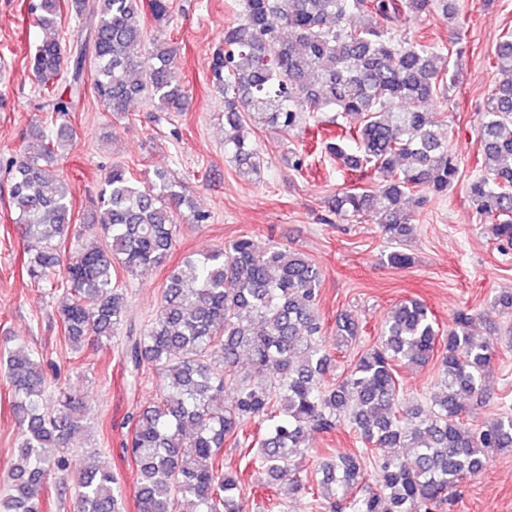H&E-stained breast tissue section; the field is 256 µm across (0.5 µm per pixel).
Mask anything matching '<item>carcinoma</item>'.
<instances>
[{"instance_id": "obj_1", "label": "carcinoma", "mask_w": 512, "mask_h": 512, "mask_svg": "<svg viewBox=\"0 0 512 512\" xmlns=\"http://www.w3.org/2000/svg\"><path fill=\"white\" fill-rule=\"evenodd\" d=\"M94 25L87 41L65 57L56 39H45L28 59L48 105L69 112L82 95V77L104 111L122 115L147 95L164 112L182 109L185 89L176 76L173 50L145 45V15L170 20L169 0H34L37 24L52 29L62 2ZM438 10L452 22L457 0H241L238 22L224 29L212 55V81L224 94V123L232 134L224 154L244 177L261 173L263 160L249 139L248 123L289 134L306 129L318 112L360 118L322 149L351 172L369 169L378 188L336 195L332 211L356 222L371 217L388 241L402 244L412 216L401 207L410 192L444 197L460 177V158L441 134L443 120L428 108L448 93L450 49L395 34L408 16ZM495 64L502 79L481 114L477 136L482 174L469 185L477 210L495 220L490 231L512 246V34L501 37ZM76 138L65 125L40 133L9 159L15 223L26 242V269L35 279L57 275L62 240L75 234L77 248L61 281L65 301L59 320L79 350L88 336H119L127 296L116 267L133 274L162 265L174 246L177 217L206 224L177 181L165 174L143 186L115 164L99 193L93 223L105 245L83 242L72 225V200L57 169L64 147ZM320 268L301 253L266 247L248 235L201 258H187L169 275L161 303L146 328L126 334L122 355L131 376L147 363L161 379L160 397L140 409L124 445L136 465L138 512H240L238 474L224 471V441L252 422L264 433L247 440L269 485L301 480L291 458L305 447L308 430L331 432L348 423L363 444L336 460L316 458L320 484L332 512H439L454 501L453 488L480 474L490 454L512 449V414L473 428L463 401L487 393L489 343L468 332L471 315L457 313L446 335L419 300L397 305L378 343L363 352L339 382L327 380L333 354L323 340L318 303ZM360 333L347 312L336 318V348ZM253 373L239 376L241 353ZM439 364L436 390L426 407L406 402L395 367ZM12 411L22 427L17 462L0 493V512H44L47 480H63L77 467L74 438L82 431L80 406L58 388L57 408L44 402L50 383L34 352L8 351ZM375 448L402 453L374 458ZM371 474L375 487L360 499L349 489ZM81 512H123L122 491L112 471L86 466L77 478Z\"/></svg>"}]
</instances>
